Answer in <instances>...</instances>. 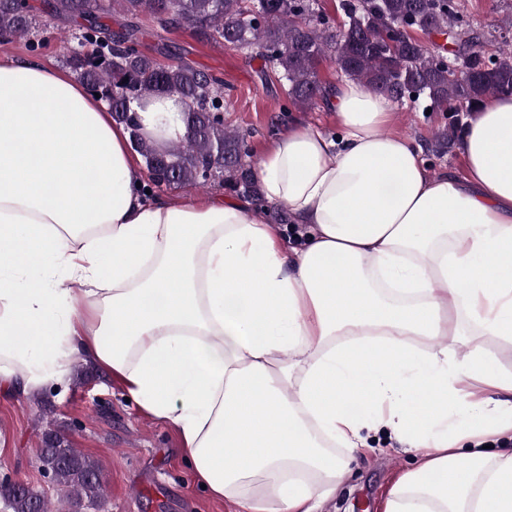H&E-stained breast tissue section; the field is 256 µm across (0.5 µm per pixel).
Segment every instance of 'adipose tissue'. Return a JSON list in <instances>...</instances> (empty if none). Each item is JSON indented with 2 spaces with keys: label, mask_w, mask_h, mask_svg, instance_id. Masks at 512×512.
<instances>
[{
  "label": "adipose tissue",
  "mask_w": 512,
  "mask_h": 512,
  "mask_svg": "<svg viewBox=\"0 0 512 512\" xmlns=\"http://www.w3.org/2000/svg\"><path fill=\"white\" fill-rule=\"evenodd\" d=\"M329 106L338 135L288 123L254 168L305 226L292 242L239 197L147 195L103 102L0 60V388L102 367L241 512H321L382 430L415 464L380 512H512V374L448 356L462 314L512 341V96L468 118L462 180L387 132L393 103L364 84ZM182 112L159 94L136 119L167 146Z\"/></svg>",
  "instance_id": "obj_1"
}]
</instances>
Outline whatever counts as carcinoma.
<instances>
[{"mask_svg": "<svg viewBox=\"0 0 512 512\" xmlns=\"http://www.w3.org/2000/svg\"><path fill=\"white\" fill-rule=\"evenodd\" d=\"M261 20L247 15V0H48L43 14L0 0V35L25 37L33 47L51 21L85 23L66 32L64 65L130 129L133 148L144 159L151 186L180 188L209 184L202 169L220 165L225 188L264 206L250 161L247 134L224 125V80L198 68L182 54L163 64L151 53L129 49L145 31L139 20L157 23L154 36L166 49L165 33L194 26L200 41L221 44L258 59V77H274L283 89L282 111H302L329 101L334 86L319 77L328 61L341 78L359 81L394 102H417L422 111L452 113L457 136L465 119L488 97L512 95V40L493 39L463 19L460 0H340L344 19L316 0H257ZM118 14L117 29L98 20ZM156 94L173 95L183 106L189 134L158 150L137 133L132 113ZM40 461L60 490L52 504L23 484L4 487L8 512H82L106 494L101 463L47 432Z\"/></svg>", "mask_w": 512, "mask_h": 512, "instance_id": "carcinoma-1", "label": "carcinoma"}]
</instances>
